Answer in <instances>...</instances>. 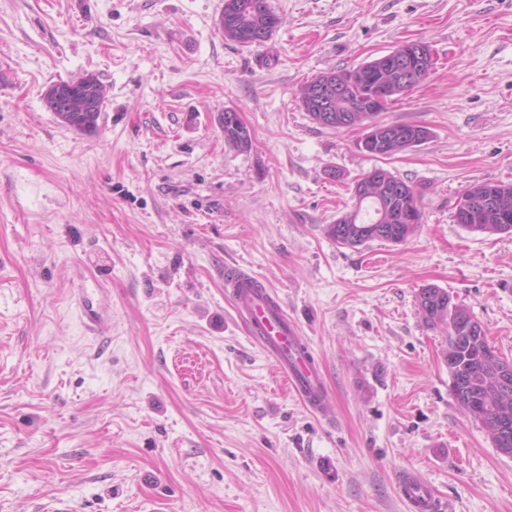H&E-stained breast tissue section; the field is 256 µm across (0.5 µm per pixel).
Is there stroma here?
<instances>
[{
    "instance_id": "1",
    "label": "stroma",
    "mask_w": 512,
    "mask_h": 512,
    "mask_svg": "<svg viewBox=\"0 0 512 512\" xmlns=\"http://www.w3.org/2000/svg\"><path fill=\"white\" fill-rule=\"evenodd\" d=\"M268 4L278 27L244 46L224 0H0V512H409L406 469L442 512H512V457L452 396L448 329L417 304L447 290L512 361V235L455 221L468 188L512 183V0ZM405 42L435 66L378 120L423 144L376 158L300 107L311 77ZM89 73L106 101L80 132L44 93ZM375 167L414 188L418 228L336 243ZM228 263L299 324L332 423L237 317ZM229 113L233 114V118L228 117ZM250 141V132L241 121L239 114L232 109L225 110L224 142L229 146H233L238 149H245L249 146Z\"/></svg>"
}]
</instances>
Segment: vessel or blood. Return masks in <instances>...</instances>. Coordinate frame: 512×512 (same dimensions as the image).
Instances as JSON below:
<instances>
[{
  "label": "vessel or blood",
  "mask_w": 512,
  "mask_h": 512,
  "mask_svg": "<svg viewBox=\"0 0 512 512\" xmlns=\"http://www.w3.org/2000/svg\"><path fill=\"white\" fill-rule=\"evenodd\" d=\"M224 288L251 336L276 360L290 391L311 413L324 421H332L320 366L298 324L289 317L273 288L234 264L224 267ZM398 488L411 512H439L438 500L418 472L403 473Z\"/></svg>",
  "instance_id": "b4317fda"
}]
</instances>
